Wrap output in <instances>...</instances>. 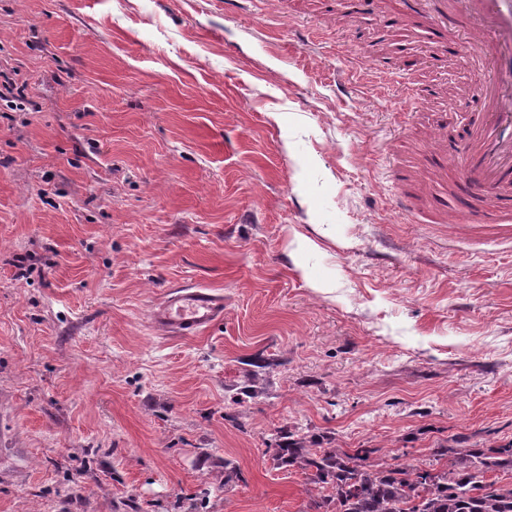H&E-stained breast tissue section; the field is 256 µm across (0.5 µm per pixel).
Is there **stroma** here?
I'll return each mask as SVG.
<instances>
[{"mask_svg": "<svg viewBox=\"0 0 512 512\" xmlns=\"http://www.w3.org/2000/svg\"><path fill=\"white\" fill-rule=\"evenodd\" d=\"M0 73V512H307L281 429L512 441V245L450 182L397 208L478 110L460 39L378 0H0ZM187 285L223 320L156 331Z\"/></svg>", "mask_w": 512, "mask_h": 512, "instance_id": "stroma-1", "label": "stroma"}]
</instances>
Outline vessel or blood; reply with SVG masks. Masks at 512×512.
I'll return each mask as SVG.
<instances>
[{"label": "vessel or blood", "mask_w": 512, "mask_h": 512, "mask_svg": "<svg viewBox=\"0 0 512 512\" xmlns=\"http://www.w3.org/2000/svg\"><path fill=\"white\" fill-rule=\"evenodd\" d=\"M402 0L407 12L426 17L447 33L448 16H456L457 34L481 48L488 63L490 89L479 97L478 122L456 143L439 133L431 155L434 165L454 163L459 175L460 204L449 223L491 224L496 238L512 242V0ZM224 316V301L209 289L178 288L157 303L154 326L166 334L197 336Z\"/></svg>", "instance_id": "obj_1"}]
</instances>
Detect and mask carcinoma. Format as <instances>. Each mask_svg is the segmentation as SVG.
<instances>
[{"label": "carcinoma", "mask_w": 512, "mask_h": 512, "mask_svg": "<svg viewBox=\"0 0 512 512\" xmlns=\"http://www.w3.org/2000/svg\"><path fill=\"white\" fill-rule=\"evenodd\" d=\"M278 467L298 469L329 494L310 512H512V483L487 481L490 472L512 473V443L500 448H448L415 464L377 448H319L308 435L284 433L266 448Z\"/></svg>", "instance_id": "carcinoma-1"}]
</instances>
